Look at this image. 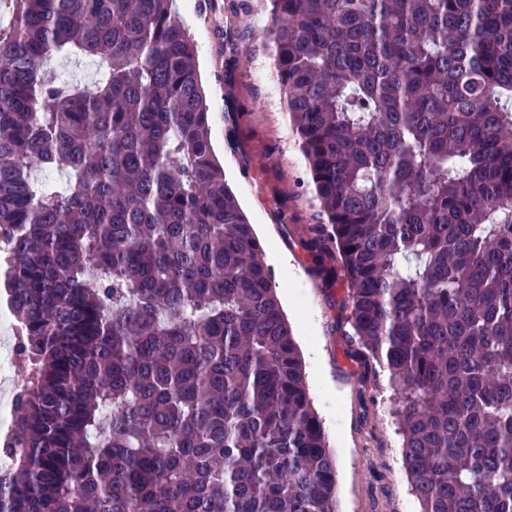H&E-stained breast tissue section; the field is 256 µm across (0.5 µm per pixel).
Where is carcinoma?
<instances>
[{"label":"carcinoma","mask_w":512,"mask_h":512,"mask_svg":"<svg viewBox=\"0 0 512 512\" xmlns=\"http://www.w3.org/2000/svg\"><path fill=\"white\" fill-rule=\"evenodd\" d=\"M3 284L30 362L0 512H338L172 0H8ZM350 344L421 512H512V0H268ZM91 57L67 84L54 59ZM68 178L58 192L33 167ZM61 81L71 82L74 80L93 81L98 74L97 64L93 61H85L78 69L60 67L57 69Z\"/></svg>","instance_id":"1"}]
</instances>
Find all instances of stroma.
I'll return each mask as SVG.
<instances>
[{
	"label": "stroma",
	"instance_id": "1",
	"mask_svg": "<svg viewBox=\"0 0 512 512\" xmlns=\"http://www.w3.org/2000/svg\"><path fill=\"white\" fill-rule=\"evenodd\" d=\"M243 2L235 25L239 63L231 67L222 45L228 0H173L192 35L211 33L197 48L214 149L264 243L310 398L336 456L338 510L420 512L402 466L396 398L386 376L367 372L350 351L341 272H317L307 249L318 205L305 161L279 94L255 78L271 64L268 27L253 22L265 14V0Z\"/></svg>",
	"mask_w": 512,
	"mask_h": 512
}]
</instances>
